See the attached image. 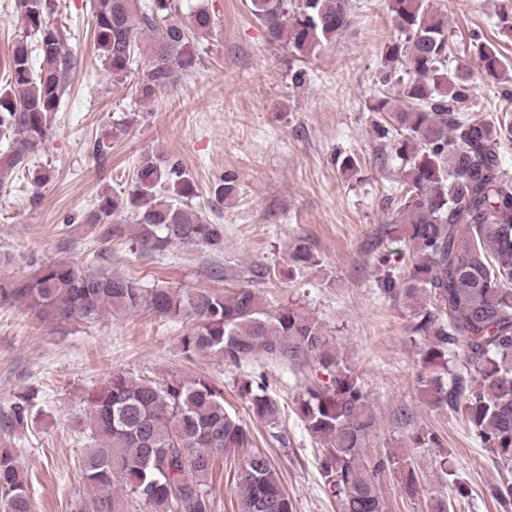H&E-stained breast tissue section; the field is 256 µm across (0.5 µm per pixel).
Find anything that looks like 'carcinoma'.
<instances>
[{
	"mask_svg": "<svg viewBox=\"0 0 512 512\" xmlns=\"http://www.w3.org/2000/svg\"><path fill=\"white\" fill-rule=\"evenodd\" d=\"M251 14L273 41L308 58L350 26L348 0H249ZM401 38L388 46L380 84L398 85L400 103L380 93L370 110L376 139L404 162L395 197L399 223L390 230L409 247L404 276L387 273L384 294L412 307L413 332L425 340L421 392L436 408L459 411L499 466L512 471V177L502 149L512 120L469 114L472 87L451 67L448 20L430 0H387ZM23 31L9 60L12 81L0 87V136L16 148L0 158V186L37 154L60 110L66 73L78 66L50 21L52 0H16ZM98 58L112 85L142 102L176 87L200 63L199 44L214 28L206 6L182 16L180 0H94ZM478 41L481 71L502 80L512 66L498 46ZM192 177L146 150L122 194H99L84 217L105 240L126 238L145 253L171 247L224 253V225L189 204ZM129 214L131 223L117 220ZM0 303L24 304L46 320L99 321L144 308L191 322L181 336L185 353H211L239 364L256 355L303 366L308 359L326 379L307 385L296 401L306 430L321 445L325 493L338 512H385L379 483L396 475L417 490L406 459L370 449L378 428L373 400L355 367L321 323L297 306L271 308L251 288L230 295L145 288L99 263L59 260L32 277H0ZM462 354L460 366L448 358ZM252 416L280 428L282 408L265 376L239 386ZM34 393L11 405L8 426L28 422ZM91 446L81 459L86 483L99 492L98 512H113L117 488L144 512H214L218 458L247 448L237 471L238 512H293L279 469L250 450V433L224 409V391L209 379L162 383L114 373L87 397ZM0 512H33L27 472L0 450Z\"/></svg>",
	"mask_w": 512,
	"mask_h": 512,
	"instance_id": "1",
	"label": "carcinoma"
}]
</instances>
